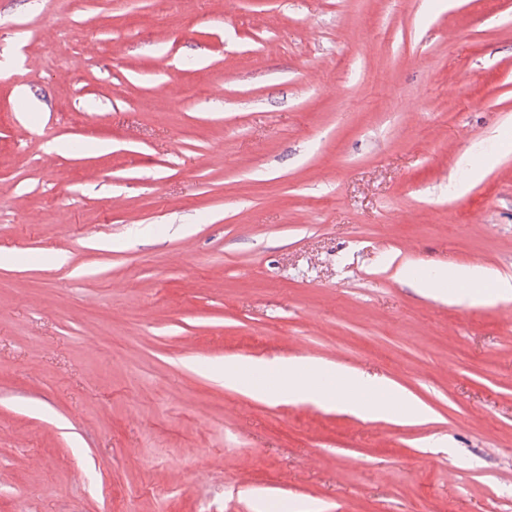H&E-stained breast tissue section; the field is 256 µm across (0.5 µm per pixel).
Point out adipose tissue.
<instances>
[{
    "mask_svg": "<svg viewBox=\"0 0 512 512\" xmlns=\"http://www.w3.org/2000/svg\"><path fill=\"white\" fill-rule=\"evenodd\" d=\"M397 275L412 287L436 298H447L452 304L482 303L492 294H512L511 276L491 271L481 265L454 268L436 266L423 277L415 276L410 268L403 267L398 270ZM486 282L491 283L492 294L487 295L480 291V284ZM245 371L251 377V390L262 396L268 392L267 376L274 372L281 377L286 387L285 393L292 400L310 395L326 405L369 416L383 414L392 403L402 413L413 418L425 416L427 413L426 407L418 400L356 370L340 371L308 359L285 365H272L256 360L245 367L237 363L225 364V383L238 384L241 373Z\"/></svg>",
    "mask_w": 512,
    "mask_h": 512,
    "instance_id": "1",
    "label": "adipose tissue"
}]
</instances>
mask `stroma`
I'll return each instance as SVG.
<instances>
[{"label": "stroma", "mask_w": 512, "mask_h": 512, "mask_svg": "<svg viewBox=\"0 0 512 512\" xmlns=\"http://www.w3.org/2000/svg\"><path fill=\"white\" fill-rule=\"evenodd\" d=\"M512 0H0V512H512ZM311 359L377 419L217 376ZM397 275L413 288H418L428 295L436 298L447 296L448 303L451 304L482 303L499 295L512 294V277L510 275L493 272L482 265L454 268L436 266L424 277L415 276L408 267H401ZM448 280H451L454 285L449 293ZM486 282L492 284L493 293L484 294L474 288Z\"/></svg>", "instance_id": "1"}]
</instances>
